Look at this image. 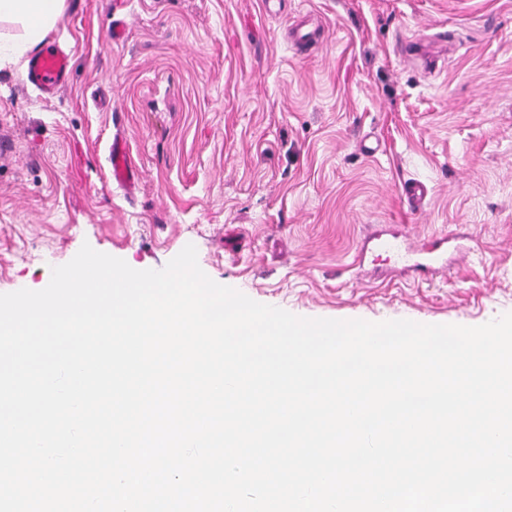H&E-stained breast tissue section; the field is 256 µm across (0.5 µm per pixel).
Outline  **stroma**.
Returning <instances> with one entry per match:
<instances>
[{
    "mask_svg": "<svg viewBox=\"0 0 512 512\" xmlns=\"http://www.w3.org/2000/svg\"><path fill=\"white\" fill-rule=\"evenodd\" d=\"M443 32L434 68L403 62ZM48 38L73 56L56 96L27 59L0 67V294L86 243L137 270L191 244L215 282L301 317L512 312V0H65ZM118 133L129 193L106 177ZM389 227L453 237L448 274L356 266Z\"/></svg>",
    "mask_w": 512,
    "mask_h": 512,
    "instance_id": "35a3bbf8",
    "label": "stroma"
}]
</instances>
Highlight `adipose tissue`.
<instances>
[{
  "mask_svg": "<svg viewBox=\"0 0 512 512\" xmlns=\"http://www.w3.org/2000/svg\"><path fill=\"white\" fill-rule=\"evenodd\" d=\"M65 0H0V22L13 23L16 36L7 39L6 56L20 58L37 47L54 27Z\"/></svg>",
  "mask_w": 512,
  "mask_h": 512,
  "instance_id": "1",
  "label": "adipose tissue"
}]
</instances>
